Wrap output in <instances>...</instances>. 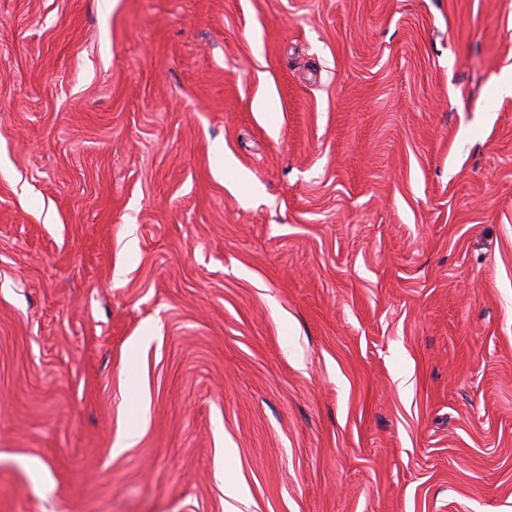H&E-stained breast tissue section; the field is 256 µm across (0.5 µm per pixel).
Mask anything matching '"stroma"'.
Returning <instances> with one entry per match:
<instances>
[{"label": "stroma", "mask_w": 512, "mask_h": 512, "mask_svg": "<svg viewBox=\"0 0 512 512\" xmlns=\"http://www.w3.org/2000/svg\"><path fill=\"white\" fill-rule=\"evenodd\" d=\"M510 75L512 0H0V512H512Z\"/></svg>", "instance_id": "1"}]
</instances>
